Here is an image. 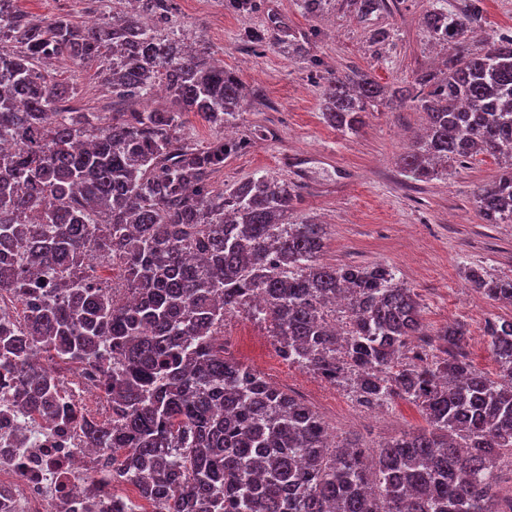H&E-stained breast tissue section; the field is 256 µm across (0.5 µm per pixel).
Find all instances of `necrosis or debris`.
<instances>
[{
    "label": "necrosis or debris",
    "mask_w": 512,
    "mask_h": 512,
    "mask_svg": "<svg viewBox=\"0 0 512 512\" xmlns=\"http://www.w3.org/2000/svg\"><path fill=\"white\" fill-rule=\"evenodd\" d=\"M54 396L78 411L107 397L100 372L85 364L43 360ZM123 450L92 448L84 422H65L22 409L18 390L0 369V512H112V495L122 490L136 512H160L130 482L115 479Z\"/></svg>",
    "instance_id": "necrosis-or-debris-1"
}]
</instances>
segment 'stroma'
Listing matches in <instances>:
<instances>
[{
    "label": "stroma",
    "instance_id": "1",
    "mask_svg": "<svg viewBox=\"0 0 512 512\" xmlns=\"http://www.w3.org/2000/svg\"><path fill=\"white\" fill-rule=\"evenodd\" d=\"M34 18L69 14L80 24L110 18L105 9L85 10L78 0H19ZM277 9L296 31H316L311 42L313 63L267 52L257 57L237 41L247 24H261L262 15L244 19L225 13L221 0H174L172 26L205 45L213 58L235 69L242 81L258 89L259 100L235 124L236 136L250 140L248 152L225 162L213 181L224 187L255 175L285 180L300 194L296 215L325 225L329 264H375L392 268L400 281L418 294L427 335L459 322L469 331L464 354L478 370L496 375L484 336L487 319L512 317V305L480 297L466 279L469 267L512 277V224L482 223L474 194L496 179L500 166L482 153L454 163L447 176L418 182L400 167L424 113L382 103L370 112L357 134H344L324 123L319 93L324 78L357 67L382 83L407 85L417 71L432 67L435 52L426 42L421 15L429 0H397L391 12L373 19L389 29V44L375 47L366 30L344 7L312 16L295 0H275ZM474 23L472 46L512 31V0H482ZM66 84L80 89L79 108L103 112L104 96L96 64H48ZM231 340L227 353L266 379L300 395L329 423L338 438H356L369 447L401 432L425 427L419 409L404 400L368 410L353 394L289 364L275 350L266 324L243 315L227 318Z\"/></svg>",
    "mask_w": 512,
    "mask_h": 512
}]
</instances>
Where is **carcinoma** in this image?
Masks as SVG:
<instances>
[{
    "label": "carcinoma",
    "mask_w": 512,
    "mask_h": 512,
    "mask_svg": "<svg viewBox=\"0 0 512 512\" xmlns=\"http://www.w3.org/2000/svg\"><path fill=\"white\" fill-rule=\"evenodd\" d=\"M371 29L389 0H296L307 14L336 2ZM134 8L95 27L67 14L34 20L0 0V293L25 306L27 330H0L30 396L51 391L40 358L99 366L109 417L85 426L93 448L126 452L119 471L162 512H503L501 467L512 461V318L486 322L500 377L460 353L468 332L437 333L439 354L401 364L424 335L418 294L389 266L322 262L325 226L293 218L297 195L265 175L214 187L224 161L250 142L223 136L200 147L182 133L193 113L235 124L250 107L238 74L167 28L174 0ZM262 0H224L249 17ZM473 13L432 0L428 42L448 49L443 68L404 87L342 71L321 86L324 121L358 132L379 101L426 113L402 158L417 181L448 174V161L500 159L478 189L486 224H512V33L470 51ZM239 42L308 55L273 10ZM112 55L104 73L112 118L72 107L78 95L41 65L82 66ZM172 108L151 106L157 85ZM122 261L133 301L103 284L94 261ZM471 287L512 304V278L472 269ZM262 299L264 307L251 302ZM268 324L276 350L322 381L352 387L359 404L414 403L427 426L375 448L329 444L328 426L300 397L226 356L215 334L238 313ZM108 344L114 372L99 354Z\"/></svg>",
    "instance_id": "carcinoma-1"
}]
</instances>
